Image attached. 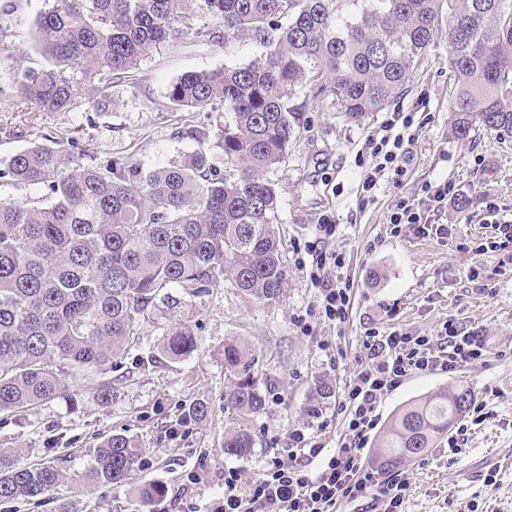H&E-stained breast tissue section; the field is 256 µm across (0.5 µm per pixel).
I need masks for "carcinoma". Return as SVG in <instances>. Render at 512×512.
<instances>
[{"label":"carcinoma","instance_id":"cac0c4a2","mask_svg":"<svg viewBox=\"0 0 512 512\" xmlns=\"http://www.w3.org/2000/svg\"><path fill=\"white\" fill-rule=\"evenodd\" d=\"M202 15L215 25L199 24ZM34 26L47 65L20 71L15 85L37 112L95 107L186 35L250 41L262 53L169 84L171 109L214 113L218 103L224 119L178 131L199 148L168 166L99 161L48 135L0 168V183L32 190L0 202V413L15 419L64 395L71 374L112 372L167 289L201 295L227 282L260 304L280 301L279 192L269 174L303 128L296 90L331 96L359 121L393 101L444 28L450 136L512 138V0H51ZM211 137L221 168L201 148ZM196 349L183 323L161 345L172 361ZM224 370V410L241 422L224 436V455L244 458L254 447L247 422L265 407L250 346L224 341ZM474 401L470 387H442L398 407L371 465L390 473L425 455ZM142 465L135 439L117 432L93 449L87 479L119 488ZM63 480L51 461L22 466L17 451L0 450V506L47 498L54 512H73L54 496Z\"/></svg>","mask_w":512,"mask_h":512}]
</instances>
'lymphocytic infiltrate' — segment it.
<instances>
[{
  "mask_svg": "<svg viewBox=\"0 0 512 512\" xmlns=\"http://www.w3.org/2000/svg\"><path fill=\"white\" fill-rule=\"evenodd\" d=\"M377 159L374 171L366 173L362 190L373 195L377 174L389 171L393 182L407 174L405 137L380 139L371 145ZM456 183H428L411 197L401 199L389 216L392 236L441 240L452 230L443 224L449 204L461 197ZM343 253H318L310 279L318 289L316 307L328 321L342 324L351 305L350 287L342 274ZM336 280H329V272ZM362 346L366 364L350 375L337 408L344 418L346 434L332 455L322 453L317 435L308 428L294 429L287 453L269 452L253 476L228 468L224 471V500L217 512H336L344 502L367 500L369 512H398L404 500L401 483L381 484L366 471L361 451L378 424L382 398L398 389L415 373H454L480 361L484 337L477 327L451 319L434 336H413L399 331L366 332Z\"/></svg>",
  "mask_w": 512,
  "mask_h": 512,
  "instance_id": "f902f5d3",
  "label": "lymphocytic infiltrate"
}]
</instances>
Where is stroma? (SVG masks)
<instances>
[{
    "label": "stroma",
    "mask_w": 512,
    "mask_h": 512,
    "mask_svg": "<svg viewBox=\"0 0 512 512\" xmlns=\"http://www.w3.org/2000/svg\"><path fill=\"white\" fill-rule=\"evenodd\" d=\"M7 4L14 8L8 20L15 37L0 51V127L16 136L0 139V166L46 134L75 140L102 161L126 156L146 170L169 165L196 147L179 128L204 123L207 115L170 109L167 86L184 72L238 66L261 53L249 42L217 47L188 35L150 54L130 80L113 84L98 108L36 112L18 102L11 84L21 69L44 63L33 21L46 3L0 0V7ZM452 85L442 31L396 99L361 121L345 117L333 98L309 100L297 92V99L308 102V126L273 173L281 192L286 273L280 301L257 304L227 283L199 297L181 288L170 291L144 323L140 345L113 369L109 401L97 399L83 377L71 376L64 396L42 403L22 421L0 416V448L23 449L25 464L60 460L66 479L58 494L76 512H138L139 502L124 491L83 485L90 448L124 431L143 450L144 467L134 484L163 490L157 512H215L225 469L255 474L269 449L287 447L293 429L320 428L324 454L334 452L343 434L336 396L365 364L366 328L433 336L454 318L481 328L482 362L449 375L409 376L382 400L379 417L387 419L409 400L446 385L472 387L488 415L478 425L464 415L450 438L401 470L407 482L402 510L512 512V270L498 273L495 254L477 250L496 237L483 220V199L512 215V139L486 132L465 142L449 137ZM399 112L414 118L407 174L397 185L380 180L374 201L363 202L361 179L372 164L366 143ZM435 180L462 187L468 222L449 210L455 230L446 244L433 237H391L387 222L395 204ZM324 222L338 225L335 237L321 239L318 226ZM308 244L346 255L351 305L344 324L324 320L315 307ZM476 266L482 270L478 283L469 278ZM174 322L189 325L198 342L196 351L177 362L162 357L159 347ZM231 337L254 349L266 395L264 410L248 423L254 448L244 459L224 454V435L238 425L224 410V341ZM320 378L333 383L334 396H316ZM197 402L208 407L204 418L188 413Z\"/></svg>",
    "instance_id": "35a3bbf8"
}]
</instances>
